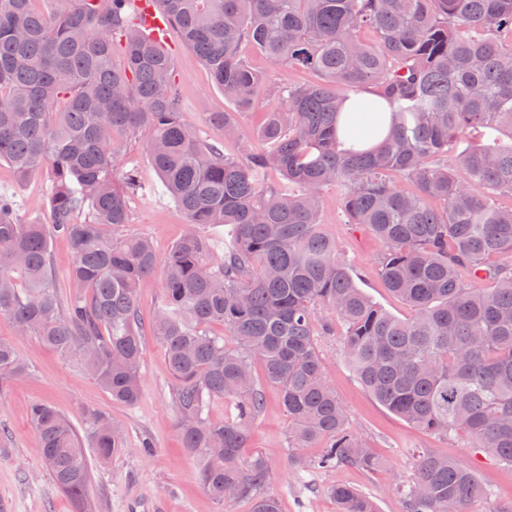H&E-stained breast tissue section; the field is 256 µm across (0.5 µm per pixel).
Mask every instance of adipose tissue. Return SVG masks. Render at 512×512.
Listing matches in <instances>:
<instances>
[{"mask_svg": "<svg viewBox=\"0 0 512 512\" xmlns=\"http://www.w3.org/2000/svg\"><path fill=\"white\" fill-rule=\"evenodd\" d=\"M390 123V108L375 93L350 95L338 119V136L343 149L362 150L379 144Z\"/></svg>", "mask_w": 512, "mask_h": 512, "instance_id": "adipose-tissue-1", "label": "adipose tissue"}]
</instances>
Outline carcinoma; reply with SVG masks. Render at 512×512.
<instances>
[{
    "label": "carcinoma",
    "mask_w": 512,
    "mask_h": 512,
    "mask_svg": "<svg viewBox=\"0 0 512 512\" xmlns=\"http://www.w3.org/2000/svg\"><path fill=\"white\" fill-rule=\"evenodd\" d=\"M136 0H0V162L17 181L49 179L48 223L19 218L0 199V318L78 362L112 399L136 403L145 336L177 381L182 446L219 505L281 512L265 492L274 472L240 457L265 406L253 374L262 366L290 422L291 465L307 470L383 466L355 434L326 377L315 323L340 324L345 359L361 385L408 425L463 432L512 469V147L451 143L493 126L512 139V0H153L181 44L204 63L234 112H213L224 138L233 113L252 108L265 78L239 53L250 43L275 68L315 80L274 90L259 137L264 153L228 157L182 119L172 54L138 22ZM370 27L377 41L357 33ZM389 102L391 126L376 146L339 149L337 118L349 94ZM146 150L164 192L192 229L159 260L148 239L118 238L131 223L137 175L116 178L127 141ZM277 170L286 189L269 181ZM412 183L399 188L397 180ZM344 189L348 223L383 245L385 286L413 308L400 319L359 287L336 243L319 231L322 191ZM83 213L85 220H75ZM226 225L224 266L206 267L198 228ZM68 240L73 263L63 296L51 242ZM162 268V298L149 327L138 289ZM330 317L319 319L318 308ZM219 323L233 337L206 331ZM0 338V382L27 375ZM214 398L235 416L212 423ZM45 466L84 502L90 465L72 422L52 406L30 408ZM96 459L123 448L124 431L101 411L84 416ZM324 443L321 453H302ZM340 512H377L360 489L336 484ZM487 489L461 461L423 449L402 489L405 512H465Z\"/></svg>",
    "instance_id": "1"
}]
</instances>
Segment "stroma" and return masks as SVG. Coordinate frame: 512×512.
Masks as SVG:
<instances>
[{"label": "stroma", "instance_id": "stroma-1", "mask_svg": "<svg viewBox=\"0 0 512 512\" xmlns=\"http://www.w3.org/2000/svg\"><path fill=\"white\" fill-rule=\"evenodd\" d=\"M183 117L200 137L224 145L228 155L238 154L242 143L264 150L256 135L264 114L272 106L268 95L239 118L242 139H225L222 128L209 120L223 111L224 93L212 81L198 56L184 49L176 30H169ZM146 135L128 141L118 172L136 171L138 190L132 203V221L118 230L122 236H148L158 258H165L188 229L185 214L165 193L145 148ZM50 193L46 177L36 176L18 184L7 164H0V194L14 198L22 218L43 216ZM343 191L331 187L323 193L322 232L333 239L343 257L360 274L363 291L391 314L408 318L413 310L385 288L376 272L380 243L368 232L347 224ZM0 337L12 339L20 357L29 364V378L0 383V512H155L166 501L167 512H250L247 501L214 503L200 485L196 462L182 448L173 403L176 381L162 347L146 339L141 367L142 395L132 405L113 401L111 395L83 373L76 362L61 358L36 337L16 334L12 323L0 318ZM326 375L349 414V425L386 466L372 473L354 468L301 472L288 462V416L279 404L277 391L264 386L266 407L250 425V438L242 460L267 457L278 474L268 488L280 501L281 512H339L329 495L332 485L346 483L362 490L378 512H404L398 485L414 477L417 452L430 448L463 461L488 488L487 496L472 502L467 512H512V469L472 448L464 434L442 438L417 431L380 405L357 381L343 357L340 336L317 339ZM45 402L84 429V413L96 409L109 413L125 429V443L106 463L93 462L86 503L68 497L52 480L43 463L42 450L29 416V407ZM152 449H145L144 441Z\"/></svg>", "mask_w": 512, "mask_h": 512}]
</instances>
